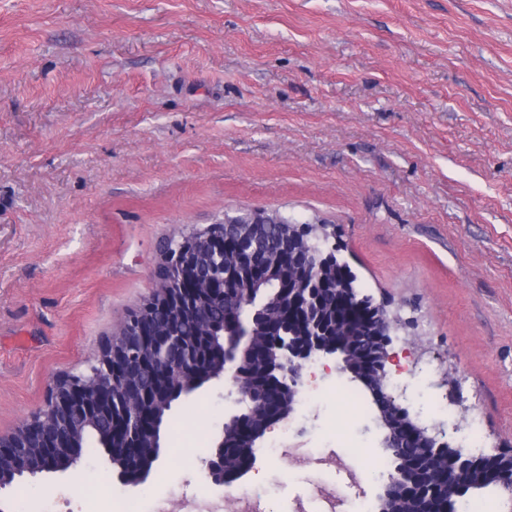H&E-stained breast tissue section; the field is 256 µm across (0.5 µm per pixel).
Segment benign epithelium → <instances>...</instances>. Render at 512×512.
Segmentation results:
<instances>
[{
    "label": "benign epithelium",
    "instance_id": "7a95c632",
    "mask_svg": "<svg viewBox=\"0 0 512 512\" xmlns=\"http://www.w3.org/2000/svg\"><path fill=\"white\" fill-rule=\"evenodd\" d=\"M261 213L260 209L226 213L203 227L184 225L174 230L159 250L160 287L152 289L119 330L107 337L86 371L63 374L50 382L43 407L8 439L0 438V457L10 458L17 474L57 472L61 470L57 449L77 447L74 424L107 415L111 418L109 461L117 464L122 484L138 485L149 473L143 464L142 445L153 449V461L161 458L162 420L155 405L161 401L172 407L186 406L203 385L226 378L234 411L224 418L213 446L202 458L205 476L220 487L227 455L232 452L241 463H251L257 440L294 411L305 363L331 358L336 372H347L346 346L332 331L336 318L348 317L360 320L372 334V346L361 351L367 372L360 381L380 415V447L386 456L398 460L383 480L377 500L419 498L421 512H448L437 492L447 490L448 484L434 481L435 462L442 458L448 463L447 480L465 470L485 471L489 484L504 497L505 512H512V447L496 446L473 462L451 445L444 424L427 425L409 417L402 395L391 388L390 365L396 359L391 336L403 324L391 303L366 300L341 275L335 311L323 309V271L346 265L336 226L301 224L261 251L255 244L263 223ZM202 241L212 243L220 255L232 253L234 264L202 260L198 250ZM273 257L279 261L282 305L278 317L267 314L258 289L239 287L242 280L265 278ZM189 277L224 297L217 370L195 361L188 337L174 331L159 335L152 326L157 310L164 311L174 324L202 314V305L193 301L187 288ZM228 430L237 440L232 450L224 447ZM34 439L44 445V459L37 465L30 455Z\"/></svg>",
    "mask_w": 512,
    "mask_h": 512
}]
</instances>
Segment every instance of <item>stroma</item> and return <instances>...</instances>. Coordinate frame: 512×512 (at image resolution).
Returning a JSON list of instances; mask_svg holds the SVG:
<instances>
[{
    "instance_id": "stroma-1",
    "label": "stroma",
    "mask_w": 512,
    "mask_h": 512,
    "mask_svg": "<svg viewBox=\"0 0 512 512\" xmlns=\"http://www.w3.org/2000/svg\"><path fill=\"white\" fill-rule=\"evenodd\" d=\"M240 208L335 224L483 451L512 443V0H0V436L141 303L165 237ZM228 389L176 408L145 482L99 492L86 452L29 512L218 494L195 433ZM374 418L322 399L295 441L336 419L375 447ZM234 485L311 491L259 460Z\"/></svg>"
}]
</instances>
